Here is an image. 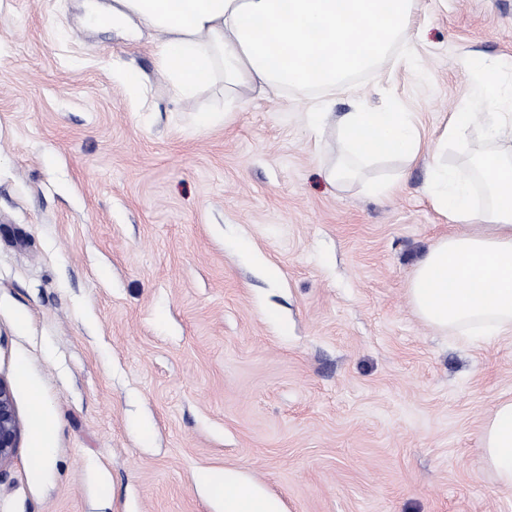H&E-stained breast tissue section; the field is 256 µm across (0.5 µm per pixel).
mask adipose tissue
I'll return each mask as SVG.
<instances>
[{"instance_id": "ef3b65f1", "label": "adipose tissue", "mask_w": 512, "mask_h": 512, "mask_svg": "<svg viewBox=\"0 0 512 512\" xmlns=\"http://www.w3.org/2000/svg\"><path fill=\"white\" fill-rule=\"evenodd\" d=\"M416 6L417 0H114L112 17L157 34L155 65L182 98L216 87L230 113L246 91L318 93L322 99L306 120L319 129L328 118L325 96L350 93L356 76L374 70ZM339 124L344 154L326 171L336 186L358 179L368 163H411L421 154L420 131L398 106L361 107ZM488 138L493 150L473 160L490 197L485 206H475L471 178L438 164L430 170L432 206L466 227L429 249L409 286L417 315L441 331L512 333V133L493 119ZM30 391L38 475L53 453L54 427L39 387ZM480 447L499 484L512 488V399L498 401L486 418ZM197 484L215 512H287L277 496L237 471L206 470Z\"/></svg>"}]
</instances>
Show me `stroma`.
<instances>
[{
	"instance_id": "obj_1",
	"label": "stroma",
	"mask_w": 512,
	"mask_h": 512,
	"mask_svg": "<svg viewBox=\"0 0 512 512\" xmlns=\"http://www.w3.org/2000/svg\"><path fill=\"white\" fill-rule=\"evenodd\" d=\"M82 15V0H0V377L20 421L0 512H213L196 475L224 468L287 512H512L479 440L512 398V334L437 331L408 293L459 230L425 193L429 164L467 169L487 113L512 120L468 66L512 83V0H418L317 134L294 95L250 92L199 125L220 90L180 98L152 31ZM355 99L399 104L427 150L340 189L324 171ZM465 107L468 140L437 149ZM31 380L55 425L38 480Z\"/></svg>"
}]
</instances>
